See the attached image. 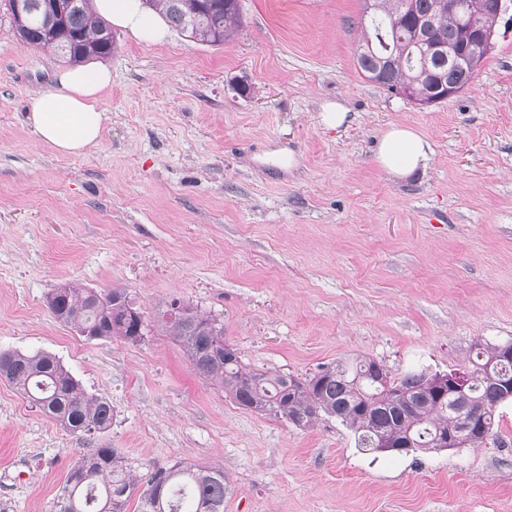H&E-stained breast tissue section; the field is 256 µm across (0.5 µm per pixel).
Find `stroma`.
I'll list each match as a JSON object with an SVG mask.
<instances>
[{"mask_svg": "<svg viewBox=\"0 0 512 512\" xmlns=\"http://www.w3.org/2000/svg\"><path fill=\"white\" fill-rule=\"evenodd\" d=\"M221 46L117 34L99 143L79 156L26 124L63 63L21 42L0 0V351H44L112 404L77 439L0 382V512H51L78 458L119 449L141 474L223 470L224 512H512V402L476 448L358 447L237 405L157 321L173 300L224 326L249 367L305 377L366 356L394 376L470 367L512 342V26L450 98L420 105L356 66L361 0H241ZM347 122L325 128L320 106ZM426 136L425 171L377 163L381 135ZM125 288L144 339L91 340L47 299ZM321 122L329 129L341 127L348 117L347 108L339 101L325 102L321 105Z\"/></svg>", "mask_w": 512, "mask_h": 512, "instance_id": "obj_1", "label": "stroma"}]
</instances>
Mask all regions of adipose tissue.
Listing matches in <instances>:
<instances>
[{
    "mask_svg": "<svg viewBox=\"0 0 512 512\" xmlns=\"http://www.w3.org/2000/svg\"><path fill=\"white\" fill-rule=\"evenodd\" d=\"M95 16L138 42L160 44L168 36L164 18L146 11L141 0H93ZM112 73L102 62L61 68L51 89L39 92L27 122L32 132L56 153L82 155L101 137V95ZM432 153L428 139L414 128L396 125L381 138L377 160L391 175L405 178L425 169Z\"/></svg>",
    "mask_w": 512,
    "mask_h": 512,
    "instance_id": "obj_1",
    "label": "adipose tissue"
}]
</instances>
